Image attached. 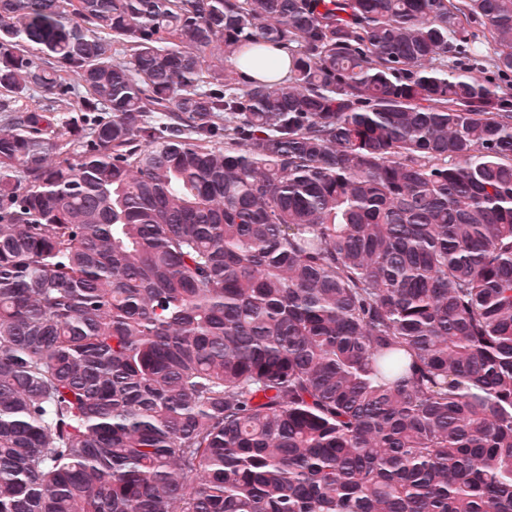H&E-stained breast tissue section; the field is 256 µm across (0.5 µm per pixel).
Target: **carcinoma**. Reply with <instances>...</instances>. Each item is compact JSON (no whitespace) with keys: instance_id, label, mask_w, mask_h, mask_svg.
Instances as JSON below:
<instances>
[{"instance_id":"cac0c4a2","label":"carcinoma","mask_w":512,"mask_h":512,"mask_svg":"<svg viewBox=\"0 0 512 512\" xmlns=\"http://www.w3.org/2000/svg\"><path fill=\"white\" fill-rule=\"evenodd\" d=\"M476 24L512 72V0H0V512H512ZM258 55L273 59L277 62L274 71L269 72L259 65L247 66L240 59H236L238 68L251 80L265 83H276L281 81L288 74V56L276 47H265L259 50Z\"/></svg>"}]
</instances>
